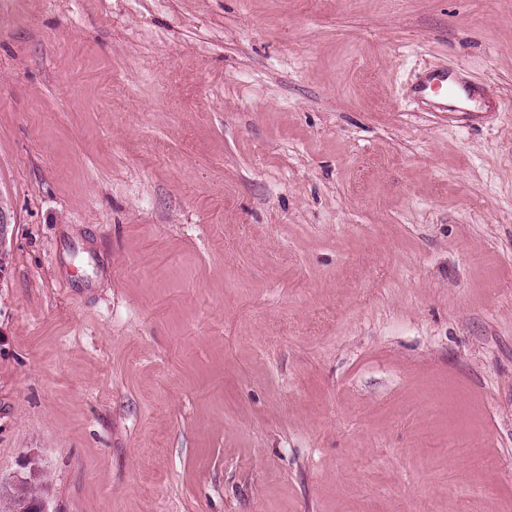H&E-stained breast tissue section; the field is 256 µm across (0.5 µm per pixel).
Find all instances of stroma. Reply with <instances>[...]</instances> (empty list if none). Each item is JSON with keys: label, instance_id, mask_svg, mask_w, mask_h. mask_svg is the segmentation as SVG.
Here are the masks:
<instances>
[{"label": "stroma", "instance_id": "obj_1", "mask_svg": "<svg viewBox=\"0 0 512 512\" xmlns=\"http://www.w3.org/2000/svg\"><path fill=\"white\" fill-rule=\"evenodd\" d=\"M0 199L49 512H512V0H0ZM449 81V82H448ZM414 96L441 112L461 114L466 120L482 118L484 112H469L452 104L458 97V82L448 68L428 71L413 89Z\"/></svg>", "mask_w": 512, "mask_h": 512}]
</instances>
